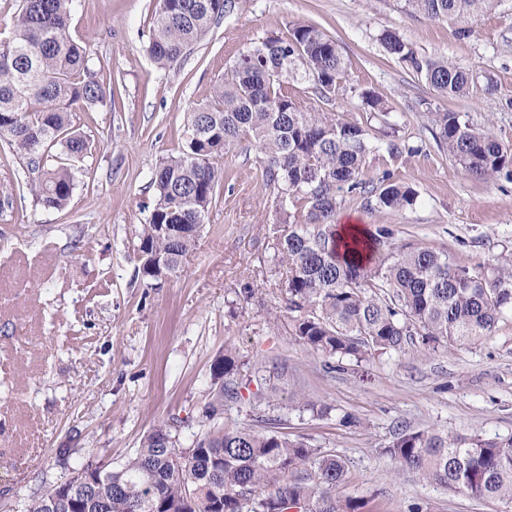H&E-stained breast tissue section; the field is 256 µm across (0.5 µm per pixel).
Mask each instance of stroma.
Returning a JSON list of instances; mask_svg holds the SVG:
<instances>
[{"mask_svg":"<svg viewBox=\"0 0 512 512\" xmlns=\"http://www.w3.org/2000/svg\"><path fill=\"white\" fill-rule=\"evenodd\" d=\"M155 0H74L71 35L89 44L112 104L74 113L93 142L64 209L36 205L29 174L0 143V503L25 512L35 484L71 476L87 462L117 467L158 421L178 419L189 446L214 388L211 367L239 352L249 389L271 404L225 403L224 425L278 419L284 432L334 452L346 466L339 497L364 512H512V503L475 500L398 472L384 448L403 429L512 436V314L469 345L429 352L416 344L369 363L328 367L305 351L269 311L284 303L275 286L274 242L300 220L264 183L259 153L226 150L221 183L196 246L177 274L145 286L137 275V233L152 201V173L184 143L185 114L208 101L247 47L288 37L310 23L335 39L346 74L329 95L285 80L304 111L335 112L379 144L360 179L340 190L336 221L386 227L389 244L447 252L459 265L512 261V181L468 175L437 143L427 115H468L512 146V0L477 18L470 37L405 11L401 0H237L234 11L181 64L158 68L145 46ZM393 31L419 56L470 71L473 90L441 98L380 40ZM372 93L383 111L363 99ZM410 187L413 205L378 206L385 182ZM258 288L244 300V285ZM326 404L319 418L302 400ZM350 423H343V416Z\"/></svg>","mask_w":512,"mask_h":512,"instance_id":"35a3bbf8","label":"stroma"}]
</instances>
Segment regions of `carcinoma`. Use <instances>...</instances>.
I'll return each mask as SVG.
<instances>
[{
	"mask_svg": "<svg viewBox=\"0 0 512 512\" xmlns=\"http://www.w3.org/2000/svg\"><path fill=\"white\" fill-rule=\"evenodd\" d=\"M74 0H21L9 35L0 40V141L25 162L29 189L45 209L66 207L77 182L74 161L91 150L73 129L72 112L104 106L112 98L91 67L90 49L70 33ZM502 0H405V7L446 20L468 37L475 20ZM236 0H157L147 51L161 68L187 57L193 45L234 10ZM386 50L405 62L441 97L470 93L468 70L423 58L400 36L385 31ZM345 76L336 41L298 23L288 38H269L243 51L230 76L210 99L186 115L185 147L164 158L152 176L155 197L137 235V276L146 284L179 271L198 239L224 172V150L254 142L266 186L284 203L302 202L306 213L276 243V259L288 277L280 289L288 335L327 359L360 364L399 350L414 338L424 349L470 345L492 335L512 313V266L491 270L455 264L448 253L408 246L378 260L381 245L368 233L360 249L343 246L335 224L336 191L362 188L358 176L376 150L359 126L328 112H304L282 92L286 78L310 81L326 93ZM439 144L465 171L478 177L512 173V147L458 112H432ZM414 193L390 183L379 205L399 209ZM238 357L217 359L221 379L201 408V432L185 457L176 425L160 421L118 468L86 464L88 495L102 508L68 507V479L41 481L26 512H361L357 498L341 499L343 460L263 420L224 427V400L242 398ZM385 453L407 472L450 493L476 500L512 502V437L450 435L441 429L402 431Z\"/></svg>",
	"mask_w": 512,
	"mask_h": 512,
	"instance_id": "obj_1",
	"label": "carcinoma"
}]
</instances>
